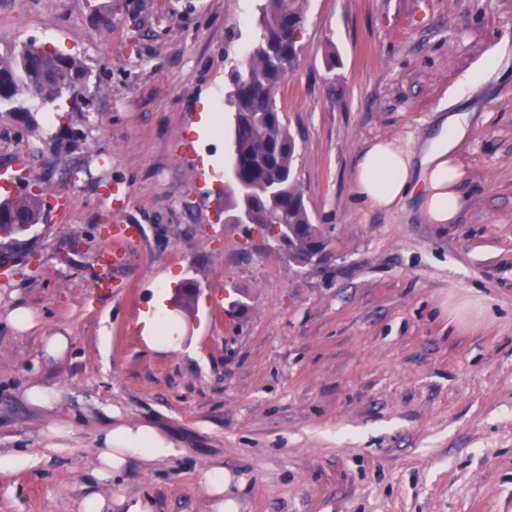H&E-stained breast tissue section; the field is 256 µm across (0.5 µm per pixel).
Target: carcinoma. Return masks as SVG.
<instances>
[{
	"label": "carcinoma",
	"mask_w": 512,
	"mask_h": 512,
	"mask_svg": "<svg viewBox=\"0 0 512 512\" xmlns=\"http://www.w3.org/2000/svg\"><path fill=\"white\" fill-rule=\"evenodd\" d=\"M294 0H263L258 35L248 57L230 73L227 102L235 114L231 133L230 186L224 189V215L247 210L251 223L288 241L308 260L328 245L305 205L293 173L296 141L273 91L294 72L304 46L302 12ZM91 71L78 56L58 52L36 39L0 54V115L23 120L32 131L45 104L78 101L90 85ZM48 193L27 191L0 200V230L23 232L39 222Z\"/></svg>",
	"instance_id": "1"
}]
</instances>
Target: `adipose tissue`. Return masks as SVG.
<instances>
[{"label":"adipose tissue","mask_w":512,"mask_h":512,"mask_svg":"<svg viewBox=\"0 0 512 512\" xmlns=\"http://www.w3.org/2000/svg\"><path fill=\"white\" fill-rule=\"evenodd\" d=\"M468 127L466 114L448 115L438 134L418 153L395 140L370 142L360 151L353 170L356 197L372 207L389 208L406 197L418 180L425 187L423 211L429 223H454L463 206L459 152ZM177 454L173 442L153 427L120 420L100 436L97 474L109 481L123 472L129 457L156 463Z\"/></svg>","instance_id":"1"}]
</instances>
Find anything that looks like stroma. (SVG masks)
I'll list each match as a JSON object with an SVG mask.
<instances>
[{"mask_svg": "<svg viewBox=\"0 0 512 512\" xmlns=\"http://www.w3.org/2000/svg\"><path fill=\"white\" fill-rule=\"evenodd\" d=\"M260 4L0 0V54L34 38L93 72L78 111L58 101L40 131L0 116V170L18 174L0 199L28 181L50 194L38 224L0 232V455L38 459L0 469V512L118 495L213 512L200 481L215 466L236 475L239 512H512V0H303L304 52L277 99L328 240L305 267L225 223L233 126L195 129L203 109L229 112ZM456 112L455 223H428L418 192L388 209L355 197L367 143L421 147ZM119 218L144 236L114 271L97 257ZM160 292L175 350L139 326ZM18 308L31 328L12 325ZM55 334L58 359L43 354ZM33 381L56 386L53 410L25 400ZM108 406L180 455L99 480Z\"/></svg>", "mask_w": 512, "mask_h": 512, "instance_id": "1", "label": "stroma"}]
</instances>
